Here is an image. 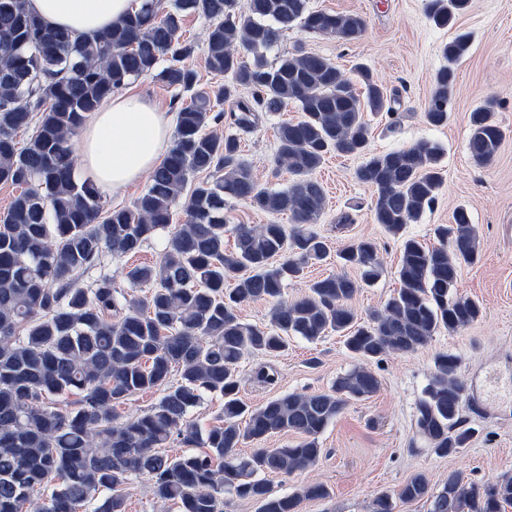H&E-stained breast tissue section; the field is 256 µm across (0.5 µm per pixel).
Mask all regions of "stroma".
<instances>
[{
	"label": "stroma",
	"instance_id": "1",
	"mask_svg": "<svg viewBox=\"0 0 512 512\" xmlns=\"http://www.w3.org/2000/svg\"><path fill=\"white\" fill-rule=\"evenodd\" d=\"M427 4L428 0H309L313 9L361 15L366 26L360 38L344 41L296 26L266 54L273 63L301 49L346 71L359 63L368 65L393 101L392 114L368 117L371 152L384 154L421 141L438 145L442 152L443 184L437 199L408 224L407 235L432 242L433 226L451 223L454 210L462 206L477 228L481 253L478 263L462 265L458 290L482 304V317L457 333L439 330L417 352L371 363L381 382L379 391L348 405L327 426L320 437L324 453L319 462L288 476L268 475L279 495L303 484L328 488L327 498L303 501L300 512H371L377 493L398 489L418 473L435 491L452 471L481 484L512 474V0H470L452 28L436 26ZM459 31L469 33L470 48L452 65L442 49ZM448 65L456 73L448 122L434 126L426 118L425 105L438 71ZM488 101L495 104L505 138L494 161L480 166L468 149L469 117ZM300 116L297 105L291 104L241 134L240 157L263 186L288 187L291 177L276 163V127ZM364 161L361 155L332 154L316 171L326 203L310 229L325 241L327 256L309 265L303 278L289 281L285 298H297L311 281L335 273L337 250L362 236L377 242L382 273L374 286L359 289L352 302L358 317L382 307L398 288L399 247L374 219L375 192L357 177ZM345 215L350 223L343 226L339 219ZM171 234V228L157 231L133 256L103 255L81 276V285L106 277L118 292L137 298L147 295L148 287L130 284L127 268L159 262ZM441 352L460 360L461 419L473 432L468 446L448 457L437 455L415 433L416 404L431 378L434 357ZM257 362V357L248 356L239 365L240 397L251 406L288 393L328 390L338 375L359 364L333 332L313 343L290 339L287 351L269 360L277 374L274 384L253 379Z\"/></svg>",
	"mask_w": 512,
	"mask_h": 512
}]
</instances>
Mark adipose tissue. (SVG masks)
Returning a JSON list of instances; mask_svg holds the SVG:
<instances>
[{
	"mask_svg": "<svg viewBox=\"0 0 512 512\" xmlns=\"http://www.w3.org/2000/svg\"><path fill=\"white\" fill-rule=\"evenodd\" d=\"M132 0H27L45 24L87 36L120 22ZM171 114L131 91L113 93L89 115L79 132L85 176L97 188L120 190L152 173L163 161L173 133Z\"/></svg>",
	"mask_w": 512,
	"mask_h": 512,
	"instance_id": "obj_1",
	"label": "adipose tissue"
}]
</instances>
